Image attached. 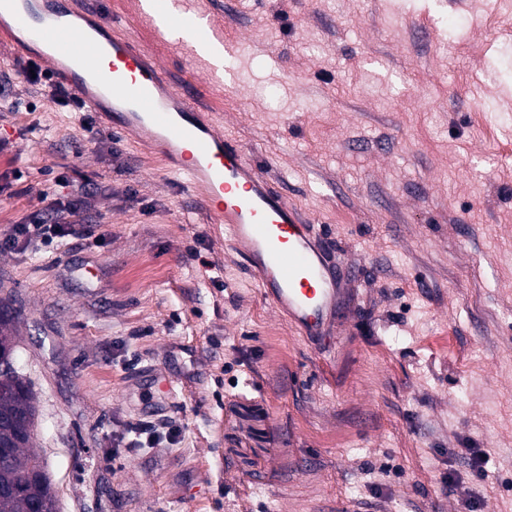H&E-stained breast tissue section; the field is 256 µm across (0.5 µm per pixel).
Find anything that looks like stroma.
Instances as JSON below:
<instances>
[{"label": "stroma", "instance_id": "1", "mask_svg": "<svg viewBox=\"0 0 512 512\" xmlns=\"http://www.w3.org/2000/svg\"><path fill=\"white\" fill-rule=\"evenodd\" d=\"M111 2L180 83L191 60ZM210 7L234 81L197 102L334 241L347 304L325 348L297 336L157 159L0 42V99L27 104L0 112V240L61 179L102 236L0 247L59 512H512V0ZM163 376L190 392L158 397ZM164 418L172 440L128 452V423Z\"/></svg>", "mask_w": 512, "mask_h": 512}]
</instances>
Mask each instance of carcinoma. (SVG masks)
Instances as JSON below:
<instances>
[{"label":"carcinoma","instance_id":"obj_1","mask_svg":"<svg viewBox=\"0 0 512 512\" xmlns=\"http://www.w3.org/2000/svg\"><path fill=\"white\" fill-rule=\"evenodd\" d=\"M16 336L14 322L0 320V356L14 354ZM35 420L36 405L29 383L16 372L0 370V417ZM28 439L9 449L11 465L0 468V485L11 491L0 495V512H29L30 504L37 503L44 512H58L57 497L49 477L42 482L28 481L29 473L43 467L38 455L29 451Z\"/></svg>","mask_w":512,"mask_h":512}]
</instances>
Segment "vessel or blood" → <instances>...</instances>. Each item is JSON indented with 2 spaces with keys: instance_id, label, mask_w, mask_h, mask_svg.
Returning a JSON list of instances; mask_svg holds the SVG:
<instances>
[{
  "instance_id": "vessel-or-blood-1",
  "label": "vessel or blood",
  "mask_w": 512,
  "mask_h": 512,
  "mask_svg": "<svg viewBox=\"0 0 512 512\" xmlns=\"http://www.w3.org/2000/svg\"><path fill=\"white\" fill-rule=\"evenodd\" d=\"M74 2L0 0V39L35 50L102 127L160 158L201 199L212 223L224 226L276 314L312 344L329 341L347 274L328 237L197 104L196 75L173 85L167 69L118 25ZM197 2L152 0L137 16L152 25L166 20L176 48L191 54L195 41H224L220 21Z\"/></svg>"
}]
</instances>
